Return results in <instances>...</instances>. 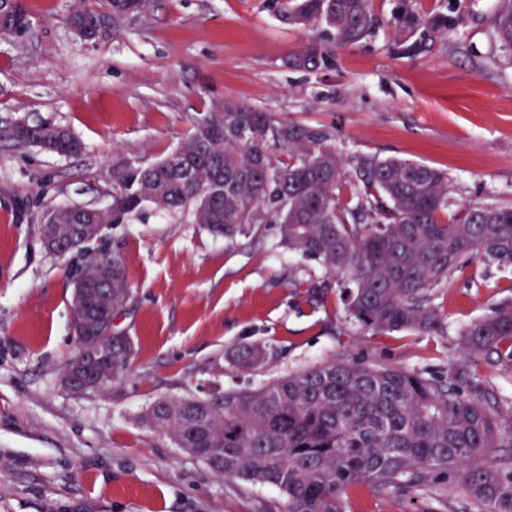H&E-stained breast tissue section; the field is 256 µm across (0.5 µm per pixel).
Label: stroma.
Returning a JSON list of instances; mask_svg holds the SVG:
<instances>
[{
	"label": "stroma",
	"mask_w": 512,
	"mask_h": 512,
	"mask_svg": "<svg viewBox=\"0 0 512 512\" xmlns=\"http://www.w3.org/2000/svg\"><path fill=\"white\" fill-rule=\"evenodd\" d=\"M21 37L0 36V512H282L271 487L216 476L140 422L153 400L204 387L255 388L339 354L372 365L440 372L467 367L461 335L512 307V266L464 263L438 289L440 334L363 333L336 290L295 287L310 261L264 224L235 243L189 215L152 205L105 226L65 257L44 247L41 216L72 204H112L113 171L168 155L209 99L229 97L311 126L333 128L354 172L360 156L396 157L447 171L451 213L471 202L512 205V52L494 35L498 0H414L447 33L418 54L397 50L393 0H372L376 34L332 48L311 71L288 57L325 29L289 27L277 0H151L146 15L113 18L82 43L70 0H26ZM67 128L77 156L17 146V122ZM118 252L132 299L116 317L134 357L106 390L62 385L78 351L71 281L88 253ZM264 344L262 369L229 353ZM345 512H478L462 487L383 497L350 487Z\"/></svg>",
	"instance_id": "1"
}]
</instances>
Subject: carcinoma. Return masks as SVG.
Wrapping results in <instances>:
<instances>
[{
  "label": "carcinoma",
  "mask_w": 512,
  "mask_h": 512,
  "mask_svg": "<svg viewBox=\"0 0 512 512\" xmlns=\"http://www.w3.org/2000/svg\"><path fill=\"white\" fill-rule=\"evenodd\" d=\"M280 17L290 25L321 24L338 46L373 36L378 25L371 0H289ZM103 19L98 0H73L69 22ZM390 24L415 37L399 46L405 54L448 30V20L423 17L413 0H395ZM493 29L512 51V0H499ZM294 62L311 69L332 64L316 41ZM334 139L327 127L236 99L213 100L183 140V153L117 172L112 209L100 213V224L146 203L162 213H188L227 243L275 224L280 246L333 277L308 279L307 286L336 288L347 318L362 331L440 329L434 300L454 270L474 259L512 264V207L469 203L461 217L449 219L447 173L362 156L349 177ZM17 143L59 155L82 150L71 133L48 124L20 126ZM186 166L194 168L192 181L181 175ZM217 176L224 194L213 197ZM86 267L112 268V314L120 312L132 296L120 255L100 250ZM87 302L89 313H73L72 328L76 339L96 346L106 323L96 317V291ZM462 347L474 366L493 354L512 360V309L471 324ZM107 354L112 379L102 390L130 365L131 339L112 337ZM270 355L265 346L244 345L233 363L250 371ZM142 421L224 479L276 488L283 512H344L342 497L356 484L382 496L434 485L444 497L456 482L487 512H512V462L488 456L491 448L512 447V415H501L475 371L450 367L435 375L339 355L258 388L159 397Z\"/></svg>",
  "instance_id": "carcinoma-1"
}]
</instances>
